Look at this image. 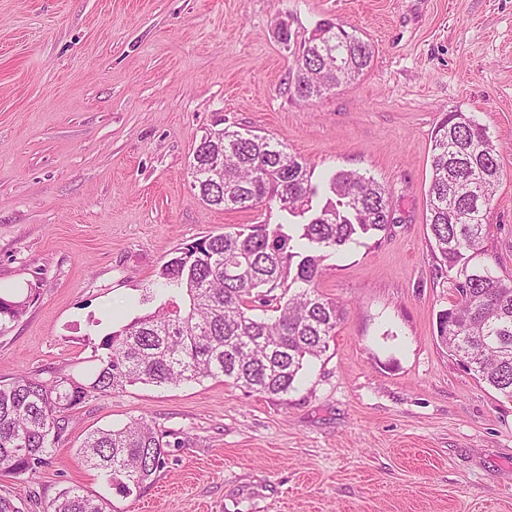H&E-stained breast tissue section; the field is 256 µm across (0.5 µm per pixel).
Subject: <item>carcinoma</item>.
<instances>
[{
    "mask_svg": "<svg viewBox=\"0 0 512 512\" xmlns=\"http://www.w3.org/2000/svg\"><path fill=\"white\" fill-rule=\"evenodd\" d=\"M294 60L293 93L320 97L357 80L371 66L369 43L326 21ZM206 205L247 210L276 204L277 224H243L180 248L145 291L164 297L155 311L104 337L89 379L0 382V469L33 476L48 463L67 427L66 413L93 390L108 395L129 383L167 385L218 379L263 395L288 392L304 361L324 354L342 309L317 288L323 261L392 223L390 197L377 181L339 170L313 179L314 169L271 138L222 128L203 136L189 164ZM428 189L432 249L439 269L455 273L454 299L437 315V336L449 356L512 400V279L473 260L483 253L501 170L486 128L450 112L434 131ZM325 203H320V200ZM25 302L0 295V318ZM137 419L90 432L79 454L127 496L166 467L169 440ZM51 512H106L107 501L78 487L58 492Z\"/></svg>",
    "mask_w": 512,
    "mask_h": 512,
    "instance_id": "1",
    "label": "carcinoma"
}]
</instances>
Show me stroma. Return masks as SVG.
<instances>
[{"mask_svg": "<svg viewBox=\"0 0 512 512\" xmlns=\"http://www.w3.org/2000/svg\"><path fill=\"white\" fill-rule=\"evenodd\" d=\"M374 48L354 83L303 101L290 69L320 23ZM287 24L289 43L276 35ZM473 116L502 170L482 263L512 279V0H0V380L80 378L102 338L153 312L144 288L187 243L277 208L200 203L189 159L209 130L281 141L316 173L372 176L394 221L324 262L343 308L287 394L206 379L90 394L48 465L0 494L48 512L69 486L112 512H512V401L448 356L426 199L432 133ZM177 434L127 496L79 455L91 430Z\"/></svg>", "mask_w": 512, "mask_h": 512, "instance_id": "obj_1", "label": "stroma"}]
</instances>
